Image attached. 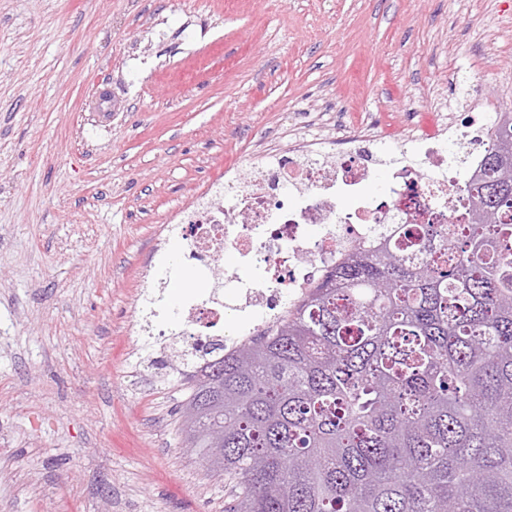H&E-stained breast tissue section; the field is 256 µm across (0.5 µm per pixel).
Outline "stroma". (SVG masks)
Segmentation results:
<instances>
[{
  "label": "stroma",
  "mask_w": 512,
  "mask_h": 512,
  "mask_svg": "<svg viewBox=\"0 0 512 512\" xmlns=\"http://www.w3.org/2000/svg\"><path fill=\"white\" fill-rule=\"evenodd\" d=\"M512 111V0H0V512H224L186 448L172 216L297 113Z\"/></svg>",
  "instance_id": "1"
}]
</instances>
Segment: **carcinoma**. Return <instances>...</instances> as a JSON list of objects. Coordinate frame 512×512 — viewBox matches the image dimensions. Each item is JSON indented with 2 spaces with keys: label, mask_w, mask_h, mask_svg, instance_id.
<instances>
[{
  "label": "carcinoma",
  "mask_w": 512,
  "mask_h": 512,
  "mask_svg": "<svg viewBox=\"0 0 512 512\" xmlns=\"http://www.w3.org/2000/svg\"><path fill=\"white\" fill-rule=\"evenodd\" d=\"M466 193L467 222L405 224L271 334L195 350L183 432L225 512H512L511 122Z\"/></svg>",
  "instance_id": "carcinoma-1"
}]
</instances>
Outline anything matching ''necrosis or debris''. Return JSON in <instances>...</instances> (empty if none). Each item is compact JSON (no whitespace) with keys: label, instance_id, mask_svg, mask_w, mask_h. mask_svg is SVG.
Returning <instances> with one entry per match:
<instances>
[{"label":"necrosis or debris","instance_id":"1","mask_svg":"<svg viewBox=\"0 0 512 512\" xmlns=\"http://www.w3.org/2000/svg\"><path fill=\"white\" fill-rule=\"evenodd\" d=\"M503 120L502 113L482 111L459 127L444 114L422 132L404 127L402 137L415 151L393 168L378 196L367 187L386 133L370 121L232 172L230 203L199 204L179 212L177 221L191 227L189 258L198 278H214L228 252L241 269L262 275H225L223 294L201 292L185 304L187 323L200 341L222 342L232 352L271 333L353 250L396 236L403 224L462 223L465 183ZM452 140L465 141L463 155L449 153ZM229 315L235 323L227 333L220 323Z\"/></svg>","mask_w":512,"mask_h":512}]
</instances>
